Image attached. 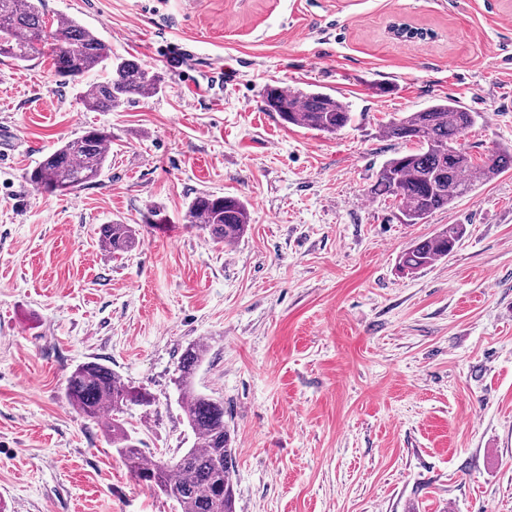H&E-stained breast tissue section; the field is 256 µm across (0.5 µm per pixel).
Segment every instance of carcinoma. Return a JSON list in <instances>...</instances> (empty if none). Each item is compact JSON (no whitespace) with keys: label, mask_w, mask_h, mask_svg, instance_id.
Segmentation results:
<instances>
[{"label":"carcinoma","mask_w":512,"mask_h":512,"mask_svg":"<svg viewBox=\"0 0 512 512\" xmlns=\"http://www.w3.org/2000/svg\"><path fill=\"white\" fill-rule=\"evenodd\" d=\"M46 50L51 52L54 75L79 89V98L89 111L117 110L162 91L160 77L152 68L135 59L112 56L105 41L73 18L47 19L42 0H0V56L25 63ZM100 68L109 71L106 80L84 82ZM262 102L265 111L276 113L283 123L310 131L334 134L351 120L340 98L319 89L268 83ZM480 118L482 113L447 97L383 125L384 137L410 142L416 148L388 160L370 193L398 201L404 222L420 224L478 185L511 170L512 148H496L477 160L459 147L461 136ZM110 143L107 131L88 130L42 157L28 173V181L47 193L84 187L101 175ZM186 221L208 231L214 242L228 246L246 233L250 213L237 197L202 194L191 202ZM462 236V225L448 224L416 241L401 255V270L414 273L432 265L448 256ZM98 244L115 259L135 247V230L129 224H103ZM207 351V344L198 342L180 357L175 384L195 444L173 460L144 462L141 441L132 437L122 414L130 406L151 405L153 397L112 368L94 361L78 366L67 379L65 394L83 416L109 419L112 447L128 471L145 486L175 500L181 512H235L236 456L224 425V400L200 392L194 383Z\"/></svg>","instance_id":"carcinoma-1"}]
</instances>
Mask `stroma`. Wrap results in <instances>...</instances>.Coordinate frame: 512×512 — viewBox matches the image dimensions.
Masks as SVG:
<instances>
[{
	"instance_id": "35a3bbf8",
	"label": "stroma",
	"mask_w": 512,
	"mask_h": 512,
	"mask_svg": "<svg viewBox=\"0 0 512 512\" xmlns=\"http://www.w3.org/2000/svg\"><path fill=\"white\" fill-rule=\"evenodd\" d=\"M97 31L163 90L87 111L48 57L0 58V512H179L139 483L104 421L64 388L106 364L154 401L125 419L146 458L191 447L173 380L224 400L236 512H512V170L401 223L368 189L406 144L380 128L433 100L482 112L462 144L512 145V0H43ZM431 30L396 39L394 23ZM348 102L333 135L263 111L265 84ZM101 176L36 191L27 173L89 128ZM247 203L232 246L189 224L202 194ZM164 223L147 224L148 208ZM133 225L105 255L99 225ZM448 224L445 258L399 273ZM463 236V226L448 224L430 237L421 239L405 251L399 261L402 271L414 273L432 265L435 261L447 257Z\"/></svg>"
}]
</instances>
